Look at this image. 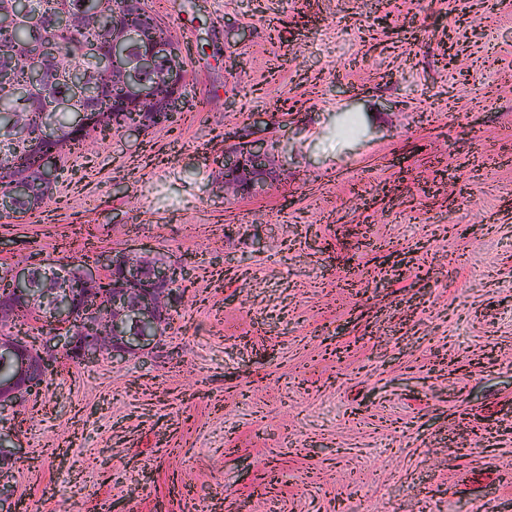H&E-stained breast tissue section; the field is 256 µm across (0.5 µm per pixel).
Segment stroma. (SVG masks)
<instances>
[{"mask_svg": "<svg viewBox=\"0 0 512 512\" xmlns=\"http://www.w3.org/2000/svg\"><path fill=\"white\" fill-rule=\"evenodd\" d=\"M147 6L177 122L87 140L0 265L189 275L159 342L0 413L16 512H512V0ZM252 138L274 179L225 197ZM270 142L259 138L224 147L223 178H237L245 194L262 192L271 183L273 153Z\"/></svg>", "mask_w": 512, "mask_h": 512, "instance_id": "1", "label": "stroma"}]
</instances>
